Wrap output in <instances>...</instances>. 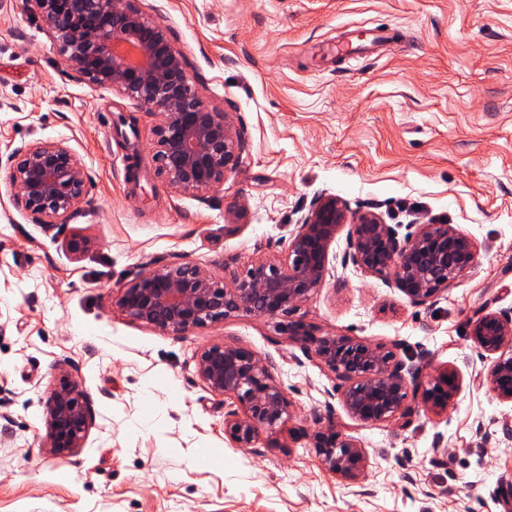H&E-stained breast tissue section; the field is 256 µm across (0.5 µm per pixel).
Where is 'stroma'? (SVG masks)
<instances>
[{
  "label": "stroma",
  "mask_w": 512,
  "mask_h": 512,
  "mask_svg": "<svg viewBox=\"0 0 512 512\" xmlns=\"http://www.w3.org/2000/svg\"><path fill=\"white\" fill-rule=\"evenodd\" d=\"M169 30L199 94L245 149L207 199L155 173L159 115L61 66L25 0H0V512H507L512 402L488 388L492 355L472 335L512 313V0H135ZM382 28L359 58L351 36ZM61 141L89 181L76 211L40 223L17 196L14 156ZM140 182L129 183L131 156ZM324 196L406 236L450 224L475 265L423 306L329 249L300 316L320 333L421 356L423 384L455 373L435 413L363 422L341 381L271 320L241 317L180 335L130 322L112 299L139 273L192 260L216 280L284 254ZM77 236L91 246L69 250ZM273 362L289 421L236 448L240 411L196 373L206 345ZM78 380L93 426L77 453L44 448L48 389ZM366 453L357 479L327 471L312 435L327 425Z\"/></svg>",
  "instance_id": "obj_1"
}]
</instances>
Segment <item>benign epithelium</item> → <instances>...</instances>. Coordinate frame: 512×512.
I'll use <instances>...</instances> for the list:
<instances>
[{"mask_svg":"<svg viewBox=\"0 0 512 512\" xmlns=\"http://www.w3.org/2000/svg\"><path fill=\"white\" fill-rule=\"evenodd\" d=\"M41 14L64 65L86 83L131 98L164 121L154 130L157 175L175 192H206L224 184L238 166L244 143L226 114L193 87L182 53L167 28L146 17L132 0H26ZM25 206L53 224L72 214L83 198L88 172L64 143L37 142L19 154L13 175ZM349 225L348 254L370 274L390 279L417 306L438 296L475 263L477 246L451 224H422L398 239L374 212L352 213L335 196L316 199L291 233L288 251L249 265L230 281H218L199 264L182 260L154 267L119 289L115 305L130 321L163 333L182 334L216 322L253 317L277 322V330L300 343L344 382L341 401L361 421L407 418L409 397L445 410L456 390L447 374L420 389L422 366L406 363L381 346L346 336L318 335L295 318L302 303L321 287L329 249L338 230ZM480 347L496 355L487 381L512 402V316L491 311L473 326ZM199 378L214 393L243 406L224 420V434L236 448H249L264 431L290 417L291 402L276 382L271 364L244 348L211 344L196 358ZM93 424L80 383L62 374L49 391L46 447L73 454L83 447ZM314 448L329 472L354 480L365 451L335 429L316 432Z\"/></svg>","mask_w":512,"mask_h":512,"instance_id":"1","label":"benign epithelium"}]
</instances>
